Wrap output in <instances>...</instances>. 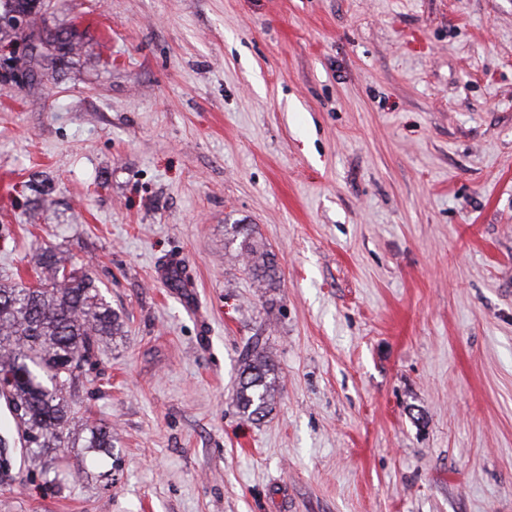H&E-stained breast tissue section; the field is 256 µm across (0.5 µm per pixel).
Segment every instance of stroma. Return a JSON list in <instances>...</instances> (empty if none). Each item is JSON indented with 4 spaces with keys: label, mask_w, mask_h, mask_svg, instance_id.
I'll return each instance as SVG.
<instances>
[{
    "label": "stroma",
    "mask_w": 512,
    "mask_h": 512,
    "mask_svg": "<svg viewBox=\"0 0 512 512\" xmlns=\"http://www.w3.org/2000/svg\"><path fill=\"white\" fill-rule=\"evenodd\" d=\"M32 15L59 45L0 76V280L53 248L124 333L70 395L112 460L66 448L50 495L0 427V512H512V0ZM249 351L281 384L258 422ZM230 242L239 240L237 256L242 257L244 267L256 288H270L275 281L277 265L271 251L258 245L249 224H233ZM279 387V378L271 359L258 352L246 354L242 380L235 395L242 416L255 420L267 415Z\"/></svg>",
    "instance_id": "obj_1"
}]
</instances>
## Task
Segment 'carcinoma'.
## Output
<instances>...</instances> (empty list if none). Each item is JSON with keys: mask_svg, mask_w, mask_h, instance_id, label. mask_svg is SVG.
Wrapping results in <instances>:
<instances>
[{"mask_svg": "<svg viewBox=\"0 0 512 512\" xmlns=\"http://www.w3.org/2000/svg\"><path fill=\"white\" fill-rule=\"evenodd\" d=\"M237 256L258 288L274 282L277 265L271 251L258 245L249 224L231 225ZM36 285L0 284V382L9 411L27 452L34 457L55 454L42 468V488L62 486L63 456L72 430L84 433L83 447L95 456L112 457V431L74 416L67 393L82 375L95 351L121 332L119 316L87 270L67 269L50 248L36 255ZM279 392L271 359L258 352L246 355L236 405L249 420L267 415Z\"/></svg>", "mask_w": 512, "mask_h": 512, "instance_id": "obj_1", "label": "carcinoma"}]
</instances>
